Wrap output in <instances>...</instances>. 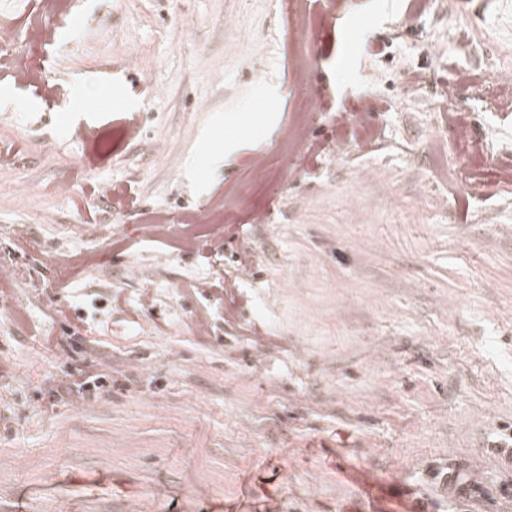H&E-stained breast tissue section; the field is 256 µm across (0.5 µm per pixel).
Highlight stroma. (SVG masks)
I'll use <instances>...</instances> for the list:
<instances>
[{"instance_id": "stroma-1", "label": "stroma", "mask_w": 512, "mask_h": 512, "mask_svg": "<svg viewBox=\"0 0 512 512\" xmlns=\"http://www.w3.org/2000/svg\"><path fill=\"white\" fill-rule=\"evenodd\" d=\"M447 2L0 0V512H512V109L447 95L512 0Z\"/></svg>"}]
</instances>
